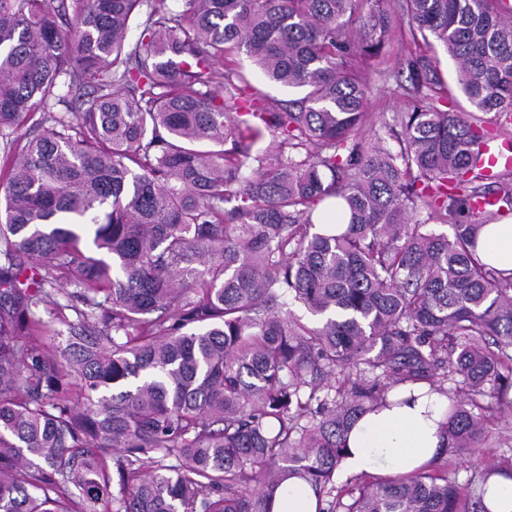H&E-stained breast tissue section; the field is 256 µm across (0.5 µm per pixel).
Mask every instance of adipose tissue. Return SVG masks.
<instances>
[{
    "label": "adipose tissue",
    "instance_id": "1",
    "mask_svg": "<svg viewBox=\"0 0 512 512\" xmlns=\"http://www.w3.org/2000/svg\"><path fill=\"white\" fill-rule=\"evenodd\" d=\"M477 250L487 264L512 273V218L485 225ZM386 400L351 429L341 473L410 476L427 467L446 446L449 398L420 386L389 392ZM271 512H317V498L305 481L291 478L275 495Z\"/></svg>",
    "mask_w": 512,
    "mask_h": 512
}]
</instances>
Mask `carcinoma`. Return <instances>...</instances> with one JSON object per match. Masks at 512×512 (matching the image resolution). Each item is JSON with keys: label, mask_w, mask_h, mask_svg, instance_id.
<instances>
[{"label": "carcinoma", "mask_w": 512, "mask_h": 512, "mask_svg": "<svg viewBox=\"0 0 512 512\" xmlns=\"http://www.w3.org/2000/svg\"><path fill=\"white\" fill-rule=\"evenodd\" d=\"M368 2L0 0V512H99L114 483L116 512H270L294 476L333 496L318 512H490L509 458L467 496L439 465L335 489L392 390L454 398L446 455L512 408V277L476 254L512 212V174L487 190L476 154L496 138L478 113L512 116V0ZM396 20L473 111L438 108L436 60L410 53L393 152L356 131ZM235 52L303 96L250 110ZM263 126L286 159L256 149ZM489 192L499 210L474 209ZM333 197L347 230L313 231ZM453 211L452 235L428 228ZM62 278L82 307L46 320Z\"/></svg>", "instance_id": "carcinoma-1"}]
</instances>
